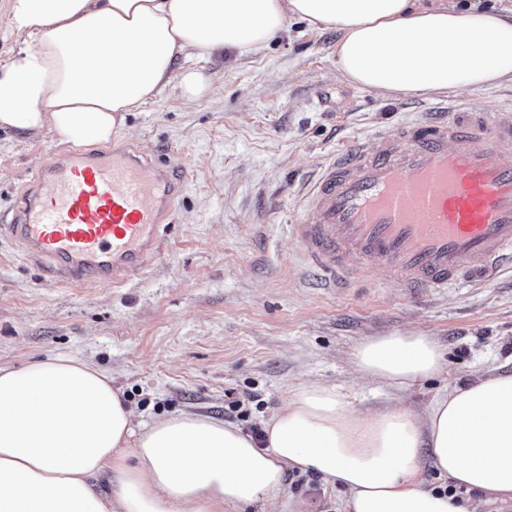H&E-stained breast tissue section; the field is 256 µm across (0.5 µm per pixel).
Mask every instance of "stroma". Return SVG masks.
I'll return each mask as SVG.
<instances>
[{
    "label": "stroma",
    "instance_id": "35a3bbf8",
    "mask_svg": "<svg viewBox=\"0 0 512 512\" xmlns=\"http://www.w3.org/2000/svg\"><path fill=\"white\" fill-rule=\"evenodd\" d=\"M338 38L292 19L259 53L179 60L207 91L187 99L172 75L111 139L186 177L162 251L124 285H68L0 239V366L78 357L111 373L140 422L197 413L245 431L302 385L335 387L364 414L421 411L450 386L511 370L512 269L482 286L415 292L362 262L350 287L328 288L299 259L290 226L322 166L444 99L351 84L334 64ZM57 144L47 129L0 131V218ZM414 331L439 345L442 374L393 391L356 372L363 340ZM239 399L247 418L230 409ZM343 498L290 468L272 512H341Z\"/></svg>",
    "mask_w": 512,
    "mask_h": 512
}]
</instances>
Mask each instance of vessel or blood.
I'll return each instance as SVG.
<instances>
[{"mask_svg": "<svg viewBox=\"0 0 512 512\" xmlns=\"http://www.w3.org/2000/svg\"><path fill=\"white\" fill-rule=\"evenodd\" d=\"M507 155L511 104L491 115L444 108L350 146L304 198L300 254L329 284H349L363 259L412 289L487 283L512 259ZM184 188L134 149H56L0 236L57 280L119 284L159 253Z\"/></svg>", "mask_w": 512, "mask_h": 512, "instance_id": "obj_1", "label": "vessel or blood"}]
</instances>
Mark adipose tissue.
Listing matches in <instances>:
<instances>
[{
    "mask_svg": "<svg viewBox=\"0 0 512 512\" xmlns=\"http://www.w3.org/2000/svg\"><path fill=\"white\" fill-rule=\"evenodd\" d=\"M291 18L338 31L336 70L367 91L424 97L512 79V18L491 11L417 0H11L21 43L0 63V129L109 141L179 59L260 52ZM354 366L401 390L444 362L432 337L412 332L362 341ZM425 451L456 487L512 502V372L449 388L421 413L362 415L335 388L303 385L259 443L200 414L139 422L111 376L76 357L0 367V512H224L275 503L293 467L341 489L344 512H477L425 488Z\"/></svg>",
    "mask_w": 512,
    "mask_h": 512,
    "instance_id": "1",
    "label": "adipose tissue"
}]
</instances>
